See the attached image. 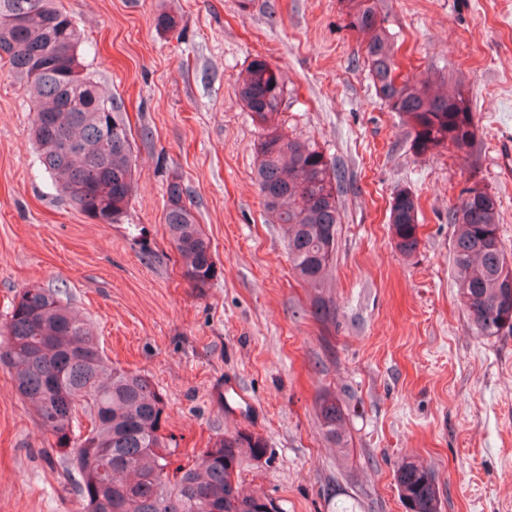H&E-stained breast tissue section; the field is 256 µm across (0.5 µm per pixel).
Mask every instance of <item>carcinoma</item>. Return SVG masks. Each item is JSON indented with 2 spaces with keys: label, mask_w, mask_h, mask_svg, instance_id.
Instances as JSON below:
<instances>
[{
  "label": "carcinoma",
  "mask_w": 512,
  "mask_h": 512,
  "mask_svg": "<svg viewBox=\"0 0 512 512\" xmlns=\"http://www.w3.org/2000/svg\"><path fill=\"white\" fill-rule=\"evenodd\" d=\"M348 25L366 36L364 65L376 94L408 125L418 155L470 151L478 127L469 98L440 96L427 81L399 72L398 48L373 0H342ZM25 16L13 26L9 17ZM80 30L56 0H0V62L9 66L30 102L31 137L58 193L102 224H116L134 193L133 146L124 103L84 71ZM239 97L261 129L257 185L266 208L288 226L292 268L315 289L314 315L328 321L335 304L324 292L341 224L342 173L315 142L286 132L281 71L255 57L241 75ZM456 227L450 264L460 302L474 333L512 331V258L498 233V204L486 189L468 186L449 216ZM165 224L183 261V276L198 291L217 275L211 243L186 203L178 179L167 187ZM389 224L404 255L419 245L416 196L392 199ZM0 361L13 370L16 392L33 403L57 437L61 457L80 475L84 512H271L265 494L242 491L245 461L267 454L259 434L239 430L216 437L192 468L169 471L161 434L165 406L142 374L108 363L93 327L45 288L23 289L6 325ZM89 426L82 427L81 417ZM322 430L345 447V409L336 396L319 401ZM406 512H441L435 475L412 460L395 473Z\"/></svg>",
  "instance_id": "cac0c4a2"
}]
</instances>
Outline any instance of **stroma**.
I'll use <instances>...</instances> for the list:
<instances>
[{"instance_id": "1", "label": "stroma", "mask_w": 512, "mask_h": 512, "mask_svg": "<svg viewBox=\"0 0 512 512\" xmlns=\"http://www.w3.org/2000/svg\"><path fill=\"white\" fill-rule=\"evenodd\" d=\"M59 4L86 35L81 63L125 104L135 193L116 224L59 195L28 139L29 101L0 67V335L22 289L59 290L108 359L161 394L171 468L224 433H259L267 457L241 477L282 512H406L395 485L406 458L436 474L442 512H512V334L474 335L448 221L461 189L480 184L512 255V0H379L402 74L466 90L478 125L474 153L426 155L377 96L340 0ZM162 14L177 27L158 28ZM258 56L284 73L289 133L345 176L326 323L255 185L260 131L237 80ZM175 178L212 244L218 275L202 292L165 225ZM403 189L419 207L409 256L389 224ZM229 378L252 409L225 410ZM326 391L347 411V447L323 434ZM55 442L0 364V512H83Z\"/></svg>"}]
</instances>
